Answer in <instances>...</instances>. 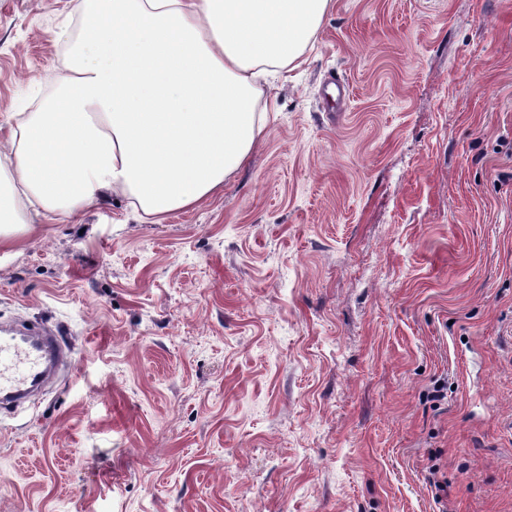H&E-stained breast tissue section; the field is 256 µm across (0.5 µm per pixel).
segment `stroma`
Returning <instances> with one entry per match:
<instances>
[{
	"mask_svg": "<svg viewBox=\"0 0 512 512\" xmlns=\"http://www.w3.org/2000/svg\"><path fill=\"white\" fill-rule=\"evenodd\" d=\"M73 7L0 0V151ZM304 57L194 207L0 245V324L73 350L0 412V512H512V0H334Z\"/></svg>",
	"mask_w": 512,
	"mask_h": 512,
	"instance_id": "1",
	"label": "stroma"
}]
</instances>
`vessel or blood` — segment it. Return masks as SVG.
<instances>
[{"instance_id":"obj_1","label":"vessel or blood","mask_w":512,"mask_h":512,"mask_svg":"<svg viewBox=\"0 0 512 512\" xmlns=\"http://www.w3.org/2000/svg\"><path fill=\"white\" fill-rule=\"evenodd\" d=\"M71 356L69 346L53 330L22 324L0 335V407L27 400Z\"/></svg>"}]
</instances>
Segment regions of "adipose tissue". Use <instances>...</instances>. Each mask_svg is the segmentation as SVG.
<instances>
[{"instance_id": "1", "label": "adipose tissue", "mask_w": 512, "mask_h": 512, "mask_svg": "<svg viewBox=\"0 0 512 512\" xmlns=\"http://www.w3.org/2000/svg\"><path fill=\"white\" fill-rule=\"evenodd\" d=\"M332 0H77L61 91L0 162V238L21 207L77 215L121 191L148 216L221 188L260 140V79L303 63Z\"/></svg>"}]
</instances>
